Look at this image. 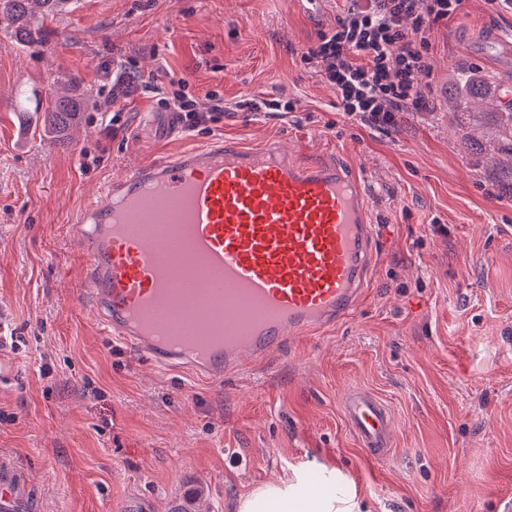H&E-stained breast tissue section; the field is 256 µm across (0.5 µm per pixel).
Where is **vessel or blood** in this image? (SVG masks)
<instances>
[{
  "instance_id": "1",
  "label": "vessel or blood",
  "mask_w": 512,
  "mask_h": 512,
  "mask_svg": "<svg viewBox=\"0 0 512 512\" xmlns=\"http://www.w3.org/2000/svg\"><path fill=\"white\" fill-rule=\"evenodd\" d=\"M81 296L100 332L160 370L213 382L335 327L367 287L375 226L360 177L277 144L209 140L102 184L76 215ZM359 447L384 457L388 406L341 398ZM27 468L0 455V512H39Z\"/></svg>"
}]
</instances>
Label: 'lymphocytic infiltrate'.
Segmentation results:
<instances>
[{"mask_svg": "<svg viewBox=\"0 0 512 512\" xmlns=\"http://www.w3.org/2000/svg\"><path fill=\"white\" fill-rule=\"evenodd\" d=\"M334 25L301 53L302 62L336 93V108L364 126L394 129L405 112H430V35L460 12L464 0H346ZM173 109L188 131L223 111L213 90L201 97L173 92Z\"/></svg>", "mask_w": 512, "mask_h": 512, "instance_id": "lymphocytic-infiltrate-1", "label": "lymphocytic infiltrate"}]
</instances>
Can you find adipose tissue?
I'll return each mask as SVG.
<instances>
[{"mask_svg": "<svg viewBox=\"0 0 512 512\" xmlns=\"http://www.w3.org/2000/svg\"><path fill=\"white\" fill-rule=\"evenodd\" d=\"M237 512H360L354 489L337 484L332 494H296L291 485L270 484L239 500Z\"/></svg>", "mask_w": 512, "mask_h": 512, "instance_id": "adipose-tissue-1", "label": "adipose tissue"}]
</instances>
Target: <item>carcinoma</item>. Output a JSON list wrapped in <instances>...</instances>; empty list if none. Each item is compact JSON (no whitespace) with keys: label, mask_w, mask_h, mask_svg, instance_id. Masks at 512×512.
Listing matches in <instances>:
<instances>
[{"label":"carcinoma","mask_w":512,"mask_h":512,"mask_svg":"<svg viewBox=\"0 0 512 512\" xmlns=\"http://www.w3.org/2000/svg\"><path fill=\"white\" fill-rule=\"evenodd\" d=\"M69 0H0V32L7 33L17 45L36 47L43 43L47 23L65 9ZM504 93L496 91L484 78L464 76L455 84V93L449 99L455 113L465 115V126L479 124L480 113L493 111L500 116V133L509 147L505 159L496 168L498 183L512 180V102L503 101ZM82 93L75 79L56 83L45 96L42 105L45 122L58 132L71 131L81 112Z\"/></svg>","instance_id":"1"}]
</instances>
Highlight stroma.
<instances>
[{
  "mask_svg": "<svg viewBox=\"0 0 512 512\" xmlns=\"http://www.w3.org/2000/svg\"><path fill=\"white\" fill-rule=\"evenodd\" d=\"M343 0H73L38 48L0 34V335L14 371L0 385V453L25 464L44 512H235L268 484L322 470L362 512H504L512 503V190L492 173L507 144L489 114L465 138L448 110L456 75L512 85V9L465 0L435 27L436 109L377 131L336 109L300 51ZM163 68L189 94L225 102L283 95L288 117L218 114L192 133L148 127L155 93L117 102L112 72ZM87 92L70 139L36 135L54 81ZM223 137L270 141L302 160L337 157L365 184L376 226L371 292L335 330L286 345L241 375L206 382L156 370L98 330L79 301L76 210L134 164ZM446 225L447 234L433 232ZM352 388L382 398L395 434L379 462L341 414Z\"/></svg>",
  "mask_w": 512,
  "mask_h": 512,
  "instance_id": "stroma-1",
  "label": "stroma"
}]
</instances>
